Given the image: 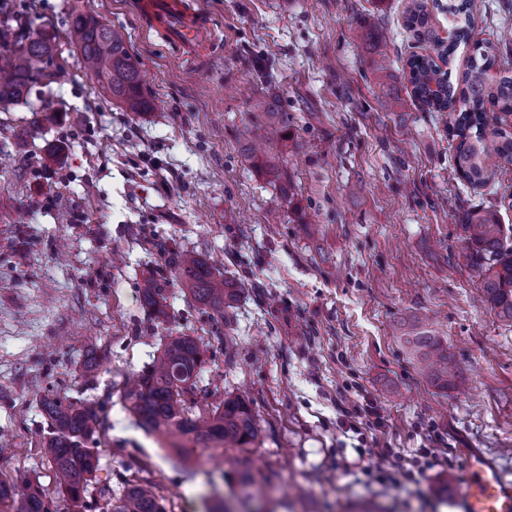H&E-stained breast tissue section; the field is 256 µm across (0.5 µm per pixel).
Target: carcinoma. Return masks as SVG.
I'll use <instances>...</instances> for the list:
<instances>
[{
  "mask_svg": "<svg viewBox=\"0 0 512 512\" xmlns=\"http://www.w3.org/2000/svg\"><path fill=\"white\" fill-rule=\"evenodd\" d=\"M8 2H0V43L5 46L6 63H0V112H8L29 103L34 92L50 87L59 77L61 67L54 65L55 42L45 32L33 34L31 23L9 14ZM485 9L484 0H449L448 14L456 30L453 40L445 43L431 38L433 51L446 64L459 43L470 41L471 23ZM406 26L414 31L431 32L427 0H412L405 16ZM361 34L378 40L379 19L374 13L356 18ZM70 44L81 56L86 72L100 85L112 103L125 112L138 114L150 108L143 91L140 63L134 59L121 32L99 18L74 13L67 20ZM494 45L473 44L468 65L457 82L451 71L435 70L426 57L408 60L403 79L408 96L435 112H447L453 118V133L458 143L454 170L477 190L487 185L490 174L487 160L495 156L512 165V132L494 123L490 113L512 114V76L496 70ZM370 67L383 87L388 104L398 107L403 99L388 84L392 79L390 61L372 56ZM261 118L271 149L261 154L244 148L245 157L277 187L280 196L288 195L286 170L278 143L289 138L291 117L277 98L262 94L253 103ZM472 264L481 271V292L486 302L504 321L512 323V236L501 224L499 210L470 211L460 217ZM183 289L198 303L224 315L229 322L242 284L224 275L193 251H178L172 257ZM144 307L160 317L166 314L167 298L156 282L145 281L142 289ZM396 331L416 372L443 391L453 390L460 381L458 361L448 350V342L430 329L426 315L402 320ZM206 363L204 350L193 336H171L150 366L126 384V409L148 433L164 440L183 462L198 448H207L222 456L230 451L244 452L258 445L259 431L252 408L240 397H226L205 415H196L186 406L185 396L200 382ZM41 409L48 419L50 432L45 452L53 473L56 491L74 507L84 512L88 488L101 486L99 451L91 447V437L100 424L99 412L88 402H63L47 398ZM274 483V476L263 471H244L237 484L245 502L262 498ZM21 495L22 512H57L54 501L41 484L28 481L17 485L0 481V504ZM112 512H167L165 499L148 479L126 482L123 495L112 504Z\"/></svg>",
  "mask_w": 512,
  "mask_h": 512,
  "instance_id": "obj_1",
  "label": "carcinoma"
}]
</instances>
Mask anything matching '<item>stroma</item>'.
Listing matches in <instances>:
<instances>
[{"instance_id": "stroma-1", "label": "stroma", "mask_w": 512, "mask_h": 512, "mask_svg": "<svg viewBox=\"0 0 512 512\" xmlns=\"http://www.w3.org/2000/svg\"><path fill=\"white\" fill-rule=\"evenodd\" d=\"M488 2L453 77L473 42L512 28L508 0ZM195 3L216 40L190 64L144 35L131 0H9L55 35L64 76L43 98L0 112V441L9 445L0 481H37L55 495L41 410L51 397L99 411L109 493L91 486L85 512L120 498L134 477L158 485L167 512H203L206 479L231 503L244 469L275 472L270 512H455L450 488L470 455L512 475V326L482 302L458 223L496 208L512 227V165L472 189L436 113L409 99L386 108L352 25L370 0ZM407 4L376 6L397 78L410 57L431 53L404 25ZM72 10L128 40L152 103L145 113L113 106L86 74L66 36ZM263 91L292 117L281 145L291 189L276 209L241 151ZM181 250L244 282L231 321L183 292L171 263ZM149 278L166 316L142 305ZM415 313L447 339L462 368L457 390L431 386L408 363L393 327ZM178 334L198 338L207 360L194 411L243 398L258 447L221 465L200 449L182 465L136 425L125 383ZM367 403L383 427L362 418L341 427L344 409ZM363 448L383 452L377 467L360 459ZM423 448L440 466L392 482Z\"/></svg>"}]
</instances>
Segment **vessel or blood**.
<instances>
[{
    "label": "vessel or blood",
    "instance_id": "vessel-or-blood-1",
    "mask_svg": "<svg viewBox=\"0 0 512 512\" xmlns=\"http://www.w3.org/2000/svg\"><path fill=\"white\" fill-rule=\"evenodd\" d=\"M133 7L145 31L161 33L185 58L210 49L213 25L190 0H135ZM469 464L454 499L457 512H512V478L481 459Z\"/></svg>",
    "mask_w": 512,
    "mask_h": 512
}]
</instances>
